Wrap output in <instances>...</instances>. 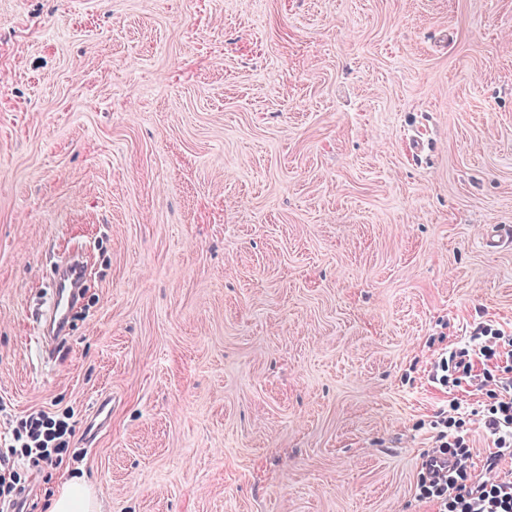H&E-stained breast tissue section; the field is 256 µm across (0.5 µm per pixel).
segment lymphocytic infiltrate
<instances>
[{
    "instance_id": "1",
    "label": "lymphocytic infiltrate",
    "mask_w": 512,
    "mask_h": 512,
    "mask_svg": "<svg viewBox=\"0 0 512 512\" xmlns=\"http://www.w3.org/2000/svg\"><path fill=\"white\" fill-rule=\"evenodd\" d=\"M452 372L476 389L492 388L494 401L480 424L494 451L482 468L472 467L470 445L458 433L462 406L450 402L430 423L432 446L422 455L415 495L435 502L438 512H512V480L498 477L502 460L512 458V335L486 322L474 324L467 344L442 352L429 376L444 386ZM74 435L67 418L29 414L14 446L0 449V501L14 507L26 496L16 460L32 469L57 467Z\"/></svg>"
}]
</instances>
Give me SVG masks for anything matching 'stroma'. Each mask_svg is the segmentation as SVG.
Segmentation results:
<instances>
[{
	"mask_svg": "<svg viewBox=\"0 0 512 512\" xmlns=\"http://www.w3.org/2000/svg\"><path fill=\"white\" fill-rule=\"evenodd\" d=\"M498 224L512 0H0V448L40 412L81 454L31 512L64 471L103 512H437L429 423L492 395L428 372L512 328ZM85 275V267L80 259L58 271L54 287L55 300L50 305L44 325V338L55 340L56 335L66 331L75 297L84 285ZM112 416L111 401L104 398L99 400L88 423L85 433L90 442L96 441L99 434L105 429L107 421Z\"/></svg>",
	"mask_w": 512,
	"mask_h": 512,
	"instance_id": "stroma-1",
	"label": "stroma"
}]
</instances>
